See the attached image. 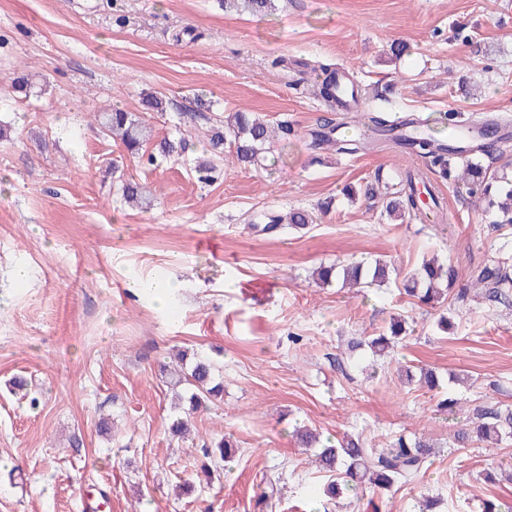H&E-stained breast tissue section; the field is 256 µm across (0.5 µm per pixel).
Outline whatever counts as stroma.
<instances>
[{
	"label": "stroma",
	"mask_w": 512,
	"mask_h": 512,
	"mask_svg": "<svg viewBox=\"0 0 512 512\" xmlns=\"http://www.w3.org/2000/svg\"><path fill=\"white\" fill-rule=\"evenodd\" d=\"M400 41L409 53L390 62ZM317 60L352 72L365 96L388 89L390 118L512 119V0H275L262 19L221 0H0V512H80L86 498L103 512H418L425 496L436 512L512 506V445L450 447L475 406L512 405V304L435 308L401 282L435 255L468 287L472 271L512 254V228L403 148H315L327 112L312 91ZM16 71L30 95L13 89ZM151 93L165 111L144 109ZM114 106L156 138L192 140L189 163L130 157L91 122ZM237 110L294 128L277 164L205 152L197 134ZM206 160L211 182L193 168ZM116 167L152 189L151 209L122 201ZM407 170L436 181L443 221L400 223L367 199ZM292 209L313 224L260 231V214ZM364 257L397 279L359 292L310 278ZM141 278L179 283L178 318L133 292ZM398 314L409 337L387 356L349 350ZM181 350L219 366L224 400L178 438L161 367ZM407 365L433 370L439 389L405 384ZM16 375L30 398L12 391ZM447 397L460 399L457 415L440 410ZM299 425L373 448L422 433L437 450L413 482L331 501ZM224 436L236 454L204 476L202 446ZM270 476L282 485L272 498Z\"/></svg>",
	"instance_id": "35a3bbf8"
}]
</instances>
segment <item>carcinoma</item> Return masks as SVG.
I'll list each match as a JSON object with an SVG mask.
<instances>
[{
  "label": "carcinoma",
  "mask_w": 512,
  "mask_h": 512,
  "mask_svg": "<svg viewBox=\"0 0 512 512\" xmlns=\"http://www.w3.org/2000/svg\"><path fill=\"white\" fill-rule=\"evenodd\" d=\"M274 0H224V8L247 11L255 16H266L274 10ZM315 73V94L324 103L328 111H350L360 107L365 101L344 104L336 98V77L339 69L333 64L322 63L313 68ZM367 122L363 127L371 133L364 137L359 134L351 137L336 136V128L342 125L340 118L326 117L319 124V130L311 133L317 147L325 146L338 154L352 155L373 142L395 141V126L384 113L367 109ZM95 123L102 134L121 141L125 150L138 158L144 147L152 140V128L136 114L121 108H111L94 115ZM444 124L447 129H471L480 134L482 151L493 149L495 130L485 121L462 122L458 114H445ZM408 130L404 133V145L413 153L430 159L444 176L448 175V161L455 158L463 163L462 171L453 175V180L466 189L471 203L481 209H496L498 223L502 227L512 226V184H502L499 177L488 171L473 154L458 149L453 144L437 142L432 134H423L419 129L425 127L420 118L407 122ZM291 134L286 125L273 127L252 112L238 111L228 114L224 120L211 125L204 133L203 142L215 156L222 154L224 146L233 148L235 162L242 167L264 165L267 154L271 152L273 141ZM187 142L164 139L154 144V151L146 156V162L152 164L158 159L182 158L185 156ZM384 189V213L395 221L419 218L423 222L433 221L439 201L434 193V186L424 184V190L417 189L415 177L409 174L405 180L393 188L387 184ZM120 190L123 199L142 208H149L152 192L143 184L121 180ZM290 228L303 229L313 223V217L304 210H293L288 216L270 215L263 225L265 232H276L282 223ZM392 270L387 263L376 260L372 263L352 261L346 265L323 266L317 271L314 282L329 285L335 281L352 288L381 287L389 282ZM457 272L450 266L436 261L426 262L411 276L407 277L405 292L417 298L421 303L430 305L440 301L449 292V286L456 279ZM476 284L486 290L488 300L509 302L512 300V261L505 257L500 261L484 267L477 275ZM405 329L398 321L391 323L390 335L383 334L372 339H360L352 342L351 348L368 347L375 355L384 353L393 343L404 339ZM220 368L210 359L195 356L175 381L177 385L189 388V402L193 410L208 407L222 396L224 386L216 381ZM406 380L418 381L430 389L439 387L436 373L429 369H420L415 374L411 367L404 368ZM299 442L305 447L320 449L315 459L316 467L329 474L331 481L324 488V493L337 498L346 491H353L362 486L388 490L395 485L412 481L421 471L430 457L431 445L424 435L407 437L401 435L390 442L380 452H371L361 437L345 436L335 444H324L320 435L312 430L297 431ZM512 439V408L509 406H478L474 408L470 422L457 430L453 438V447L463 450L475 444H501ZM207 458L214 466L232 458L235 445L222 438L212 447L204 448Z\"/></svg>",
  "instance_id": "carcinoma-1"
}]
</instances>
